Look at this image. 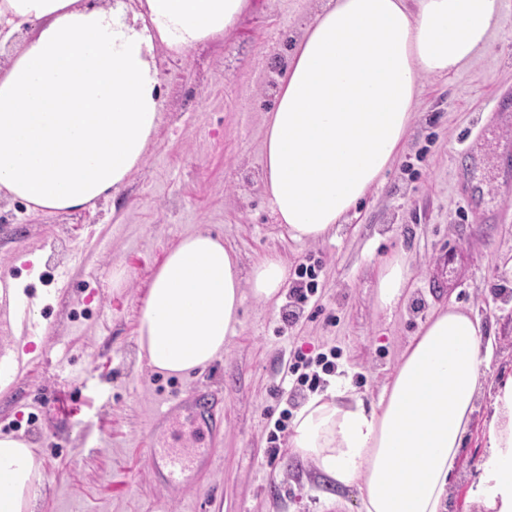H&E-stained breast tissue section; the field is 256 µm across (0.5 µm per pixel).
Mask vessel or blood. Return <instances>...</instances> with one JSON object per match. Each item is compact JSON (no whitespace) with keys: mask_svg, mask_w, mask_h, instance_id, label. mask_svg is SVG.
Returning <instances> with one entry per match:
<instances>
[{"mask_svg":"<svg viewBox=\"0 0 512 512\" xmlns=\"http://www.w3.org/2000/svg\"><path fill=\"white\" fill-rule=\"evenodd\" d=\"M223 433L221 390L198 386L167 400L150 427L149 467L158 487L184 485L211 468Z\"/></svg>","mask_w":512,"mask_h":512,"instance_id":"1","label":"vessel or blood"}]
</instances>
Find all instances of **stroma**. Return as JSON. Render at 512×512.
I'll use <instances>...</instances> for the list:
<instances>
[{"label": "stroma", "mask_w": 512, "mask_h": 512, "mask_svg": "<svg viewBox=\"0 0 512 512\" xmlns=\"http://www.w3.org/2000/svg\"><path fill=\"white\" fill-rule=\"evenodd\" d=\"M224 38L182 55L158 47L163 123L143 163L115 196L68 213H35L0 196V352L33 333L0 389V434L35 445L42 462L32 512H360L357 487L340 488L289 445L271 455L267 422L288 406L277 391L291 350H342L341 381L376 402L404 347L437 310L457 305L483 323L492 357L470 434L448 488L447 512H472L469 493L485 453V421L512 374V182L490 179L512 156V120L479 136L493 93H512V0L489 50L459 72L422 81L403 151L383 183L316 243L278 224L262 186L265 120L293 48L320 0H251ZM478 186L480 223L460 190ZM208 229L249 274L275 254L288 267L312 258L319 294L284 325L276 301L245 296L221 359L176 377L152 369L137 344L141 301L167 250ZM40 262H32V255ZM411 267L393 311L377 302L379 267ZM125 270L120 283L112 272ZM452 281L433 296L438 276ZM21 288L16 302L5 295ZM40 301L35 329L17 305ZM206 383L224 392V445L212 471L181 491L157 488L147 464L149 419L166 399ZM71 392L63 419L40 401Z\"/></svg>", "instance_id": "stroma-1"}]
</instances>
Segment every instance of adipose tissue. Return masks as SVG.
I'll return each mask as SVG.
<instances>
[{"label":"adipose tissue","mask_w":512,"mask_h":512,"mask_svg":"<svg viewBox=\"0 0 512 512\" xmlns=\"http://www.w3.org/2000/svg\"><path fill=\"white\" fill-rule=\"evenodd\" d=\"M249 0H145L128 13L96 0H0V43L34 26L0 68V192L35 212L95 206L142 163L163 120L154 51L223 37ZM503 0H323L298 39L269 113L263 193L298 242L324 238L382 184L403 147L421 80L488 49ZM410 270L382 264L377 300L393 308ZM288 280L276 256L242 278L222 236H183L153 274L137 341L171 375L220 359L245 294L272 300ZM480 322L455 306L428 317L379 400L348 388L310 397L290 446L333 484L357 486L361 512H446L482 386ZM471 502L512 512V378L498 387ZM39 464L0 435V512H29Z\"/></svg>","instance_id":"1"}]
</instances>
